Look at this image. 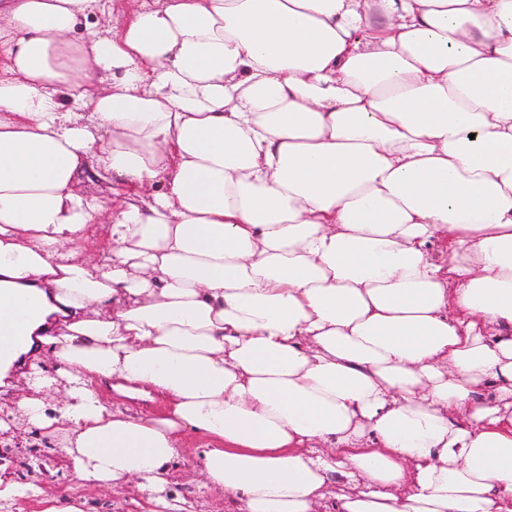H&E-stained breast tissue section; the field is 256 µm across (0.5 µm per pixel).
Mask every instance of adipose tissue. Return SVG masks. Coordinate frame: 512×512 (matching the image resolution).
<instances>
[{"label":"adipose tissue","instance_id":"adipose-tissue-1","mask_svg":"<svg viewBox=\"0 0 512 512\" xmlns=\"http://www.w3.org/2000/svg\"><path fill=\"white\" fill-rule=\"evenodd\" d=\"M99 8L0 0V433L150 512L191 433L233 512H512V0Z\"/></svg>","mask_w":512,"mask_h":512}]
</instances>
